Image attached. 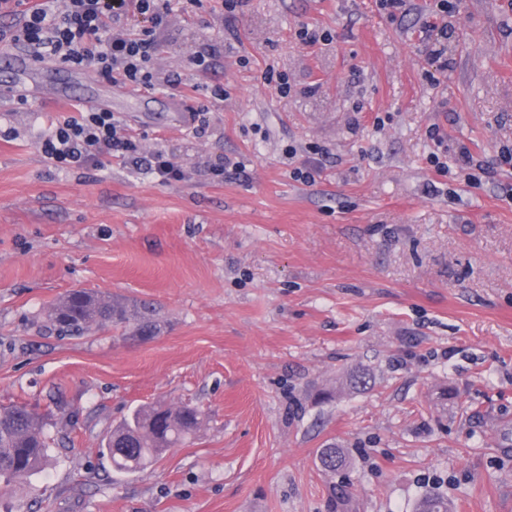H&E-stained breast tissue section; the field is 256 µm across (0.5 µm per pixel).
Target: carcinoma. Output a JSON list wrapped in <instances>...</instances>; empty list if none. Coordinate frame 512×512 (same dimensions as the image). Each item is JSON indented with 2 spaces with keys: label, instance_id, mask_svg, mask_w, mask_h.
<instances>
[{
  "label": "carcinoma",
  "instance_id": "obj_1",
  "mask_svg": "<svg viewBox=\"0 0 512 512\" xmlns=\"http://www.w3.org/2000/svg\"><path fill=\"white\" fill-rule=\"evenodd\" d=\"M152 306L127 303L86 290H74L52 303L46 320L61 337H80L107 325L124 336L147 338L158 332ZM203 422L202 413L189 404L150 405L136 408L112 429L104 447L117 472L144 468L168 449L191 440ZM47 422L25 405L0 410V494L27 480L42 467L51 449ZM323 471L334 474L347 465L343 449L329 443L318 453ZM416 512H448V501L426 495Z\"/></svg>",
  "mask_w": 512,
  "mask_h": 512
}]
</instances>
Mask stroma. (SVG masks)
I'll list each match as a JSON object with an SVG mask.
<instances>
[{"label": "stroma", "instance_id": "stroma-1", "mask_svg": "<svg viewBox=\"0 0 512 512\" xmlns=\"http://www.w3.org/2000/svg\"><path fill=\"white\" fill-rule=\"evenodd\" d=\"M409 2L171 0L153 65L179 85L134 96L47 60L58 100L0 66V407H35L54 438L0 512H414L428 492L453 512H512V168L498 163L512 0ZM93 93L185 181L106 153L49 163L41 136ZM462 144L488 167L478 184ZM313 145L307 184L293 171ZM81 288L156 305L159 334L58 337L45 310ZM359 366L373 382L353 392ZM155 402L204 425L145 471L113 472L104 438ZM330 442L349 457L333 475L318 462ZM335 484L350 493L337 506Z\"/></svg>", "mask_w": 512, "mask_h": 512}]
</instances>
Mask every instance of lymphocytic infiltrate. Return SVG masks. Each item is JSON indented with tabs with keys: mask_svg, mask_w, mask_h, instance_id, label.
<instances>
[{
	"mask_svg": "<svg viewBox=\"0 0 512 512\" xmlns=\"http://www.w3.org/2000/svg\"><path fill=\"white\" fill-rule=\"evenodd\" d=\"M170 0H0V14L12 15L9 27H0V46H33L56 61L75 68L93 67L115 83L146 89L159 83L151 64L156 51V28L166 16ZM148 19V27L132 30L127 16ZM41 150L62 169L97 164L103 152L112 153L134 168H146L159 181L184 178L180 165L162 151L144 154L111 111L77 110L62 117L43 136Z\"/></svg>",
	"mask_w": 512,
	"mask_h": 512,
	"instance_id": "1",
	"label": "lymphocytic infiltrate"
}]
</instances>
